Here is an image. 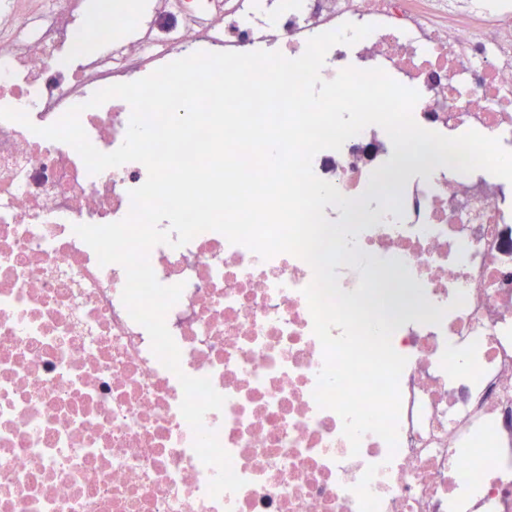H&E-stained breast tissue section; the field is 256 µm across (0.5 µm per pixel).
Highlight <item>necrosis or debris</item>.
I'll use <instances>...</instances> for the list:
<instances>
[{
    "label": "necrosis or debris",
    "instance_id": "obj_1",
    "mask_svg": "<svg viewBox=\"0 0 512 512\" xmlns=\"http://www.w3.org/2000/svg\"><path fill=\"white\" fill-rule=\"evenodd\" d=\"M346 22L373 30L330 48L321 79L382 68L419 92L421 127L512 151V0H112L108 31L85 22L84 0H0V107L31 120H0V512H512V184L403 165L387 178L404 188L403 219L365 204L357 245L407 318L391 338L407 364L397 451L367 433L355 452L313 397L324 353L304 260L264 259L216 231L154 246L158 281L184 286L166 315L173 373L122 303L123 267L99 265L73 231L126 217L147 168L92 174L32 131L80 104L89 140L112 152L131 109L88 107L96 91L199 51L293 59ZM391 155L371 125L312 166L357 197ZM421 299L446 307L440 325L411 322ZM182 373L226 398L204 426L237 492L208 493L215 470L180 412Z\"/></svg>",
    "mask_w": 512,
    "mask_h": 512
}]
</instances>
